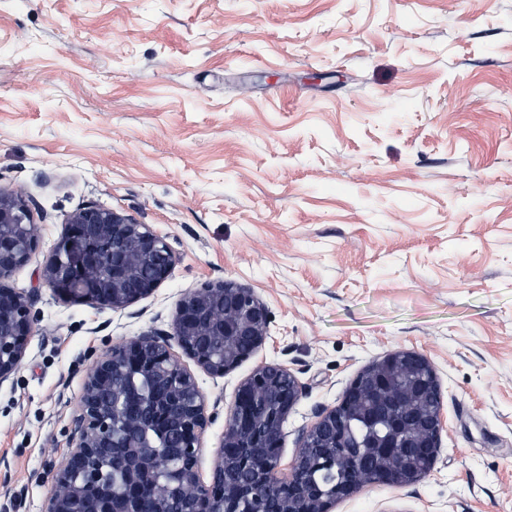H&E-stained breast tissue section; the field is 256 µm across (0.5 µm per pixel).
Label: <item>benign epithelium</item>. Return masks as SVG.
<instances>
[{
    "label": "benign epithelium",
    "instance_id": "1",
    "mask_svg": "<svg viewBox=\"0 0 512 512\" xmlns=\"http://www.w3.org/2000/svg\"><path fill=\"white\" fill-rule=\"evenodd\" d=\"M38 250L34 214L20 190L0 188V381L25 357L36 291L7 281ZM178 254L151 225L89 204L66 216L65 233L41 271L62 301L123 310L151 295ZM270 312L253 289L207 283L178 301L171 331L116 344L87 374L74 419L73 448L51 467L48 512H333L371 484L405 488L435 466L444 429L441 383L430 360L398 348L365 366L338 405L315 412L281 468L284 424L304 387L286 366L261 362L237 385L211 480L197 471L211 416L178 346L212 376L254 357L269 337ZM360 423L365 449L352 478L343 419Z\"/></svg>",
    "mask_w": 512,
    "mask_h": 512
}]
</instances>
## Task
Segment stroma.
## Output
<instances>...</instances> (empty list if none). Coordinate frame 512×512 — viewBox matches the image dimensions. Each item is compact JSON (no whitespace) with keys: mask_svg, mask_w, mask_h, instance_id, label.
Segmentation results:
<instances>
[{"mask_svg":"<svg viewBox=\"0 0 512 512\" xmlns=\"http://www.w3.org/2000/svg\"><path fill=\"white\" fill-rule=\"evenodd\" d=\"M1 186L40 220L8 281L38 299L0 382V512H45L90 367L221 280L266 303L270 337L222 377L186 363L213 416L202 479L255 362L306 387L287 464L315 411L403 347L442 386L439 458L335 512H512V0H0ZM88 203L179 255L121 311L40 278Z\"/></svg>","mask_w":512,"mask_h":512,"instance_id":"stroma-1","label":"stroma"}]
</instances>
